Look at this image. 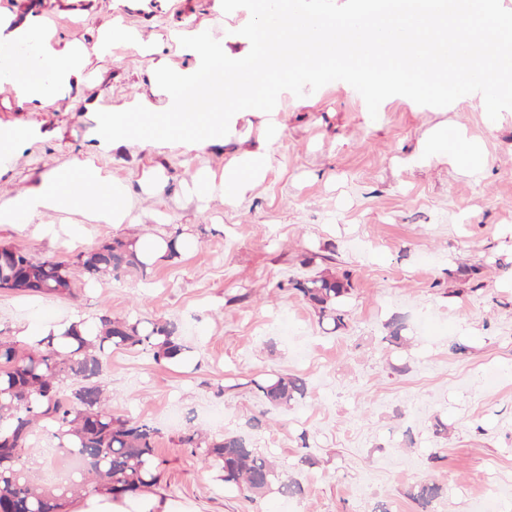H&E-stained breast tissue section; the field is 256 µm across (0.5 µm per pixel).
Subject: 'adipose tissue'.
<instances>
[{
    "instance_id": "ef3b65f1",
    "label": "adipose tissue",
    "mask_w": 512,
    "mask_h": 512,
    "mask_svg": "<svg viewBox=\"0 0 512 512\" xmlns=\"http://www.w3.org/2000/svg\"><path fill=\"white\" fill-rule=\"evenodd\" d=\"M11 38L33 40L45 58L59 61V68L37 87L19 82L15 85L17 96L25 101L38 100L50 105L61 88L71 79L79 77L86 55L85 49L76 44L60 45L39 24L16 28ZM269 157L264 152L250 150L239 153L225 166L220 187L227 204H234L249 188L264 176ZM120 191L112 177L97 167L93 157L73 158L65 168L55 170L15 201L0 203V227L17 224L18 212H25L35 219L49 211H87L99 224H120L128 217L125 202L119 199ZM75 512H172L169 504L160 501L152 489L144 488L113 498L104 490L88 489L81 496Z\"/></svg>"
}]
</instances>
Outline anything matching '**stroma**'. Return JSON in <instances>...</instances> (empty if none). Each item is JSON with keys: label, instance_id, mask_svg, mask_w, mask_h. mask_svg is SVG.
Instances as JSON below:
<instances>
[{"label": "stroma", "instance_id": "1", "mask_svg": "<svg viewBox=\"0 0 512 512\" xmlns=\"http://www.w3.org/2000/svg\"><path fill=\"white\" fill-rule=\"evenodd\" d=\"M247 9L221 0H0V26L46 23L55 40L87 52L81 79L53 105L19 101L13 81L54 64L27 43L0 37V127L20 141L0 148V203L16 199L75 156L93 155L122 191L124 224H95L86 248L113 240L174 236L195 248L145 270L93 280L77 253L40 224L75 223L49 212L39 223L0 229V246L65 262L71 291L28 296L0 288V329L21 321H94L102 314L178 324L188 365L146 350H116L105 379L113 415L159 429L164 466L156 493L177 512H418L409 492L426 477L446 494L434 512H474L482 482L512 486V110L487 116L481 94L446 107L383 101L370 117L362 96L334 81L304 97L282 92L274 125L259 110L235 114L223 143H104L97 114L142 100L163 108L154 65H196L176 49L183 32L215 34L225 54L245 57ZM447 156L422 161L431 137ZM267 146L265 178L236 204L199 195V172L221 173L240 150ZM313 277L349 281L346 325L324 330L297 290ZM405 318L414 346L406 373L387 323ZM463 352H455V345ZM276 371L306 378L309 394L267 409L252 379ZM448 429L435 433L436 418ZM214 434L249 431L285 468L309 435L315 467L299 498H247L221 490L216 468L180 439L189 424Z\"/></svg>", "mask_w": 512, "mask_h": 512}]
</instances>
